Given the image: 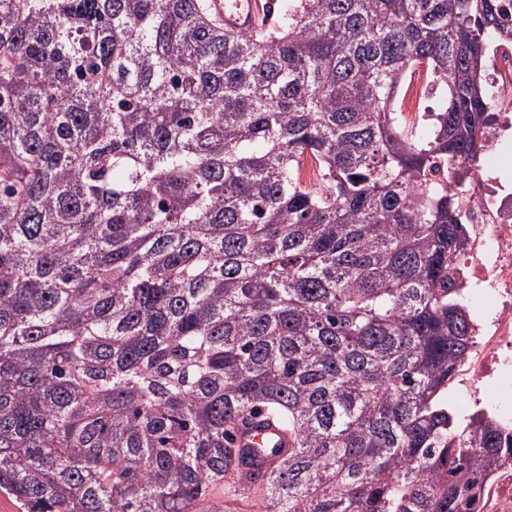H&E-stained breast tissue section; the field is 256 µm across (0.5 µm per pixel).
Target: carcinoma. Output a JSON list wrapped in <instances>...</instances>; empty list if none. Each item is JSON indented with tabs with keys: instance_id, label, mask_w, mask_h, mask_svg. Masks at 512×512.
Listing matches in <instances>:
<instances>
[{
	"instance_id": "cac0c4a2",
	"label": "carcinoma",
	"mask_w": 512,
	"mask_h": 512,
	"mask_svg": "<svg viewBox=\"0 0 512 512\" xmlns=\"http://www.w3.org/2000/svg\"><path fill=\"white\" fill-rule=\"evenodd\" d=\"M278 15L253 38L202 0H0V490L24 512H462L512 458L440 400L512 0ZM423 66L426 140L396 102ZM260 411L291 448L243 473Z\"/></svg>"
}]
</instances>
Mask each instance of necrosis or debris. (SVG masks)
Segmentation results:
<instances>
[{
    "instance_id": "4bbe7bcc",
    "label": "necrosis or debris",
    "mask_w": 512,
    "mask_h": 512,
    "mask_svg": "<svg viewBox=\"0 0 512 512\" xmlns=\"http://www.w3.org/2000/svg\"><path fill=\"white\" fill-rule=\"evenodd\" d=\"M490 69L497 106L483 131L489 151L512 140V43L493 45ZM466 195L468 241L455 278L461 290L487 288L495 300L491 317L475 322L474 344L459 370L462 383L481 390L512 382V187L488 167ZM467 512H512V461L476 481Z\"/></svg>"
}]
</instances>
